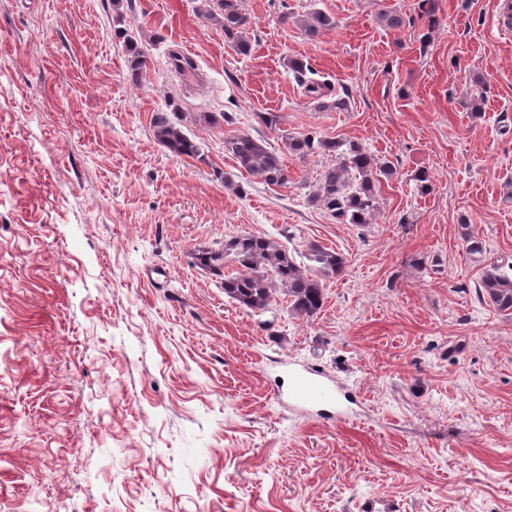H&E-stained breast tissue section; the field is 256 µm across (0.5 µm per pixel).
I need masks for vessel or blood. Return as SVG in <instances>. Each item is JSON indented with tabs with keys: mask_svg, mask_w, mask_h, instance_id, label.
<instances>
[{
	"mask_svg": "<svg viewBox=\"0 0 512 512\" xmlns=\"http://www.w3.org/2000/svg\"><path fill=\"white\" fill-rule=\"evenodd\" d=\"M288 402L309 412L341 418L346 414L344 387L314 365L288 364Z\"/></svg>",
	"mask_w": 512,
	"mask_h": 512,
	"instance_id": "vessel-or-blood-1",
	"label": "vessel or blood"
}]
</instances>
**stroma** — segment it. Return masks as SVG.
I'll return each instance as SVG.
<instances>
[{"label":"stroma","mask_w":512,"mask_h":512,"mask_svg":"<svg viewBox=\"0 0 512 512\" xmlns=\"http://www.w3.org/2000/svg\"><path fill=\"white\" fill-rule=\"evenodd\" d=\"M431 2L434 24L394 30L380 12L418 0H243L241 55L200 0H0V512H512V319L458 232L512 263V34L505 0ZM315 9L336 26L312 37ZM161 111L199 156L155 142ZM309 131L391 168L370 223L310 203L332 157L282 149ZM241 133L282 150L287 185L237 167ZM286 230L289 253L346 259L310 318L240 306L195 259ZM288 361L352 387L356 415L289 405ZM287 67L294 73L295 79L304 89L305 93L315 96L317 99L326 97L332 93L331 86L326 82H319L307 76L312 73L310 65L303 60L293 59L287 64ZM459 226V233L461 235V239L463 240L466 251L473 260V262L482 264L484 261V254L486 253V248L483 240L474 234L471 229V225L462 221Z\"/></svg>","instance_id":"1"}]
</instances>
